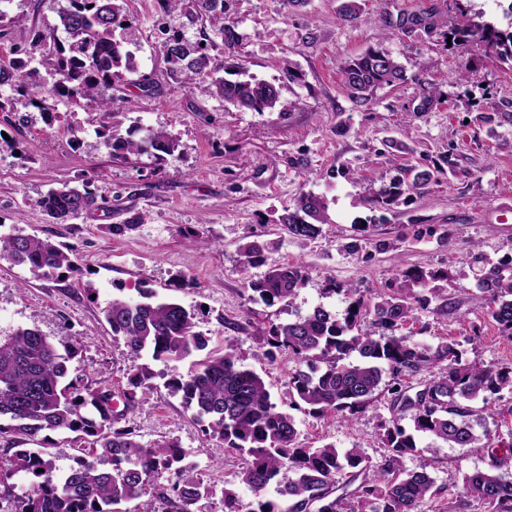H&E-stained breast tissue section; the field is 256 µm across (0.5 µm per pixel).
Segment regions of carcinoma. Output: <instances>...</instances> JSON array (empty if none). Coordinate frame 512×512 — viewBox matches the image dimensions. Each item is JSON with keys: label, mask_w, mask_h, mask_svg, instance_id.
Returning a JSON list of instances; mask_svg holds the SVG:
<instances>
[{"label": "carcinoma", "mask_w": 512, "mask_h": 512, "mask_svg": "<svg viewBox=\"0 0 512 512\" xmlns=\"http://www.w3.org/2000/svg\"><path fill=\"white\" fill-rule=\"evenodd\" d=\"M128 0H67L59 13V24L32 28L30 48L17 46L9 65H0V84H11L26 104L44 112L112 113V100L99 96V89L112 86L122 71H136L135 53L129 42L116 37L128 21ZM228 0H158L161 10L181 11L187 26H198L208 18L210 27L199 26L190 38L182 30L167 33L162 49L170 74L182 83H207V92L241 111L263 112L280 103L279 86L250 76L228 80L219 75L212 51L222 46L238 52L237 22L228 13ZM436 15L430 12L404 14L395 27L432 30ZM484 43L499 58L512 62V29L500 30L491 23L477 26ZM39 54L40 67L32 65ZM344 84L354 100L363 103L373 90L394 85L404 78V68L388 53L374 47L341 63ZM100 137L112 155L149 154L166 160L177 149L176 141L164 130H149L138 139L123 133L121 126H101ZM430 172H416L412 183L402 182L383 189L375 201L393 203ZM91 184H64L50 189L39 201L53 220L76 217L95 201ZM327 205L318 196L302 193L292 207L284 210L278 223L288 234L314 239L326 223ZM27 268L38 277H61L79 271L73 250L35 235H0V255ZM505 264H492L479 287L492 293V319L512 330V273L504 275ZM301 268L274 265L250 282L251 300L266 305L290 300L302 286ZM329 291L352 299L341 318L319 305L297 314L286 323L270 327L264 355L286 353L308 364L289 376L291 404L306 406L314 415H353L365 409L383 382L385 371L393 377L411 376L430 367L438 368L434 379L415 397L397 395L401 410L413 409V425L393 416L384 422L389 455L373 465L362 449L338 448L334 444L304 447L299 440L295 417L279 408L264 380L238 365L232 352L216 351L192 364L185 374L174 371L165 387L193 409L195 418L219 436L228 447L248 455L240 482L259 493L270 485L293 500V512H345L347 502L333 496L336 476L349 469L363 476L356 491L355 512H422L426 498L434 495V480L425 467L409 470L404 458L420 452V440L427 447L473 448L481 437L490 436L475 426L472 403L485 401L507 388L512 391V368H479L462 362L455 343L435 348L410 343L404 336H375L366 322L395 330L413 317L414 306L406 295L392 296L372 305L354 298L355 290L330 285ZM112 337L123 342L136 359L179 363L196 352H206L209 339L197 330L196 313L181 303L141 293L133 301L113 298L103 309ZM73 353L61 354L50 338L35 328L18 327L0 334V439L13 454L8 475L22 474L28 492L15 498L14 512H123L122 505L139 500L151 482L169 474L161 497L176 512L191 507L207 494L195 466L185 463L186 451L174 439L145 444L129 426L120 425L112 407L114 393L109 387L93 388L69 378ZM154 373L147 363L134 367L125 406L135 407L137 395L154 390ZM58 431L80 433L99 447L98 458L111 463L103 469L85 456L73 457L64 473L56 474L50 434ZM38 441V447L26 444ZM465 495L482 501L491 512H512V480L492 471L466 476ZM224 512H272L246 508L233 489L224 490Z\"/></svg>", "instance_id": "cac0c4a2"}]
</instances>
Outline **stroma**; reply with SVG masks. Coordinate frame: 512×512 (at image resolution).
Instances as JSON below:
<instances>
[{"instance_id": "35a3bbf8", "label": "stroma", "mask_w": 512, "mask_h": 512, "mask_svg": "<svg viewBox=\"0 0 512 512\" xmlns=\"http://www.w3.org/2000/svg\"><path fill=\"white\" fill-rule=\"evenodd\" d=\"M342 0H230L248 74L278 81L290 110L241 111L209 93L188 90L166 74L162 29L182 28L179 12L157 0H130L124 32L137 71L116 80L111 95L122 129H162L178 147L164 161L142 155L112 158L98 131L102 112H58L33 107L0 112V235H36L75 249L80 270L43 278L0 257V331L34 327L59 352H73L70 369L88 385L121 393L134 364L112 337L103 309L112 297L151 291L197 310V329L215 350L232 349L240 365L257 372L275 400L288 396V376L304 362L288 355L268 360L271 325L324 305L344 313L343 295L329 283L356 289L374 303L410 294L425 300L398 328L408 341L430 346L453 341L463 362L512 368V336L490 315V293L477 286L482 254L495 263L512 258V63L487 49L471 24L512 26V0H363L357 20L339 14ZM61 0H7L21 25L0 40V58L29 41L31 25H53ZM430 11L433 31L403 32L397 16ZM375 47L395 57L406 79L375 89L358 103L340 73L342 60ZM297 82L285 80V68ZM155 87L142 91L141 74ZM77 134H70V127ZM428 169L431 180L378 204L373 193ZM92 180L95 205L63 222L47 217L39 199L53 187ZM322 197L328 220L313 240L288 234L277 219L300 193ZM143 217L122 234L115 224ZM265 243V264H243L242 247ZM274 264L296 265L306 275L291 303L251 301L250 281ZM406 270L433 273L406 281ZM154 390L126 417L146 443L180 442L209 488L195 512H224V491L244 503L291 512L275 487L254 493L239 473L248 457L206 434L180 397L164 386L170 367L152 362ZM427 369L393 382L384 375L370 405L354 415L295 414L300 440L356 446L378 464L388 453L382 425L393 414L394 387L407 396L432 380ZM479 417L502 441H512V392L476 402ZM425 464L435 481L425 512H488L462 496L466 475L491 468L512 478V455L460 447L424 449L406 465Z\"/></svg>"}]
</instances>
